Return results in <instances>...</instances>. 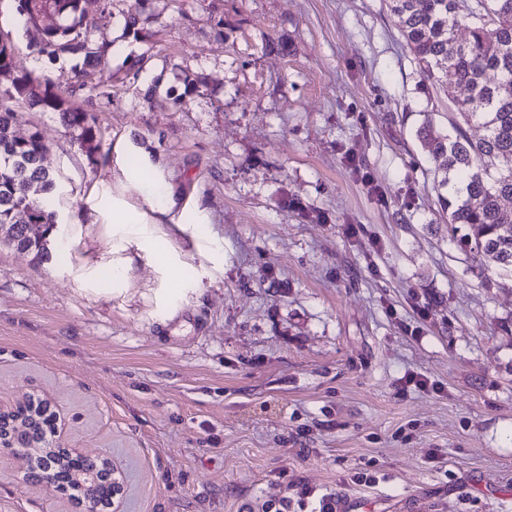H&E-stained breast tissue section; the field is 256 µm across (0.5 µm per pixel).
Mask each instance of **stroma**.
<instances>
[{
    "instance_id": "obj_1",
    "label": "stroma",
    "mask_w": 512,
    "mask_h": 512,
    "mask_svg": "<svg viewBox=\"0 0 512 512\" xmlns=\"http://www.w3.org/2000/svg\"><path fill=\"white\" fill-rule=\"evenodd\" d=\"M134 5L82 2L123 48L88 104L95 153L61 112L12 103L61 194L51 261L0 244V408L49 404L54 447L124 474L125 512H260L287 480L351 512H512V275L446 221L418 130H448L453 95L398 18L146 0L132 30ZM15 18L0 0L19 68L68 94L81 57L41 56ZM0 512L79 509L5 449Z\"/></svg>"
}]
</instances>
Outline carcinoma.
Listing matches in <instances>:
<instances>
[{
	"label": "carcinoma",
	"mask_w": 512,
	"mask_h": 512,
	"mask_svg": "<svg viewBox=\"0 0 512 512\" xmlns=\"http://www.w3.org/2000/svg\"><path fill=\"white\" fill-rule=\"evenodd\" d=\"M17 12L26 23L41 32L40 52L57 57L81 55L84 64L109 74L110 44L96 43L83 27L81 0H15ZM387 9L400 20L401 34L421 72L439 87L448 82L463 87L467 95L451 101L455 114L452 133L439 132L432 125L420 134L429 141L430 155L438 162L448 188L441 207L451 225L475 230L468 243L482 261L512 272V209L502 201L512 199V0H386ZM467 23L469 39L460 43L455 32ZM15 68L12 48L0 36V73ZM8 97L26 98L43 110L62 112L64 122L79 131L81 146L93 153L99 132L96 116L79 104L65 105L45 77L26 73L13 84ZM15 112L0 102V226L45 224L46 233L29 237L19 231L5 236L8 244L34 254L43 262L52 258L51 237L57 224L52 204L59 191V178L44 164L48 146L41 134L19 137ZM484 129L474 141L467 127ZM16 416L32 428L41 440L51 426V417L36 422ZM35 467L55 460L52 473L65 478L85 496L105 499L112 483L101 479V470L87 459L77 463L62 460L50 448L35 449Z\"/></svg>",
	"instance_id": "carcinoma-1"
}]
</instances>
